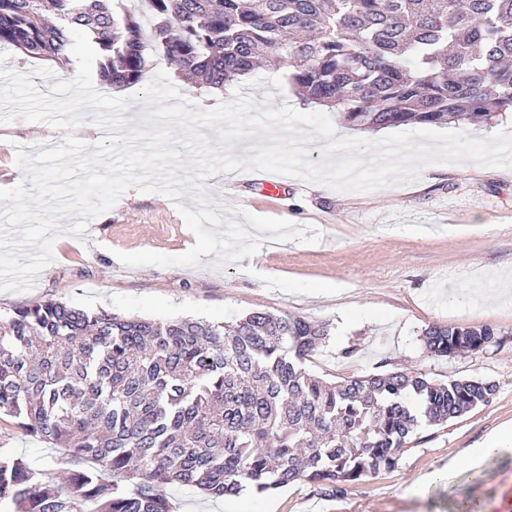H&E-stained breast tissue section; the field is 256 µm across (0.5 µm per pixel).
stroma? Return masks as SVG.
<instances>
[{"mask_svg":"<svg viewBox=\"0 0 512 512\" xmlns=\"http://www.w3.org/2000/svg\"><path fill=\"white\" fill-rule=\"evenodd\" d=\"M288 75L271 66L217 92L196 88L192 100L210 110L241 95L257 110L288 104L307 112ZM97 129L89 120L69 131L20 117L0 123V188L25 179L17 150L52 148L70 135L91 145ZM237 175L234 187L215 175L200 185L224 224L244 223L249 212L315 227L320 241L267 240L256 253L223 264L209 254L195 266H126L117 252L179 255L196 242L179 212L194 208L191 196L176 205L132 187L81 237L67 234L72 221L61 219L65 232L53 246V262L32 288L0 291V314L49 300L159 322L290 314L329 330L328 342L307 363L317 376L340 381L420 369L440 381L478 378L497 386L488 403L421 428L395 468L360 479L344 494H325L307 481L231 500L165 486L177 512H457L465 500L512 512V449L477 463L466 459L469 448L512 424V163L428 164L370 191L342 192L297 178L277 196L263 195L250 171ZM449 324L493 326L499 343L474 355H427L424 329ZM0 453L55 484L67 475L58 449L6 416L0 417Z\"/></svg>","mask_w":512,"mask_h":512,"instance_id":"1","label":"stroma"}]
</instances>
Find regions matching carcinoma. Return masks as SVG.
<instances>
[{
	"label": "carcinoma",
	"mask_w": 512,
	"mask_h": 512,
	"mask_svg": "<svg viewBox=\"0 0 512 512\" xmlns=\"http://www.w3.org/2000/svg\"><path fill=\"white\" fill-rule=\"evenodd\" d=\"M124 2L51 0V22L44 0H0V44L68 62L81 30L111 86L143 78L149 47L212 89L275 58L305 100L360 129L512 112V0H139L147 30ZM327 338L261 311L163 323L46 301L0 318V415L71 465L54 487L0 454V512H175L169 484L224 497L303 480L341 495L496 391L419 369L325 380L305 361ZM496 343L488 325L423 333L435 357Z\"/></svg>",
	"instance_id": "obj_1"
}]
</instances>
